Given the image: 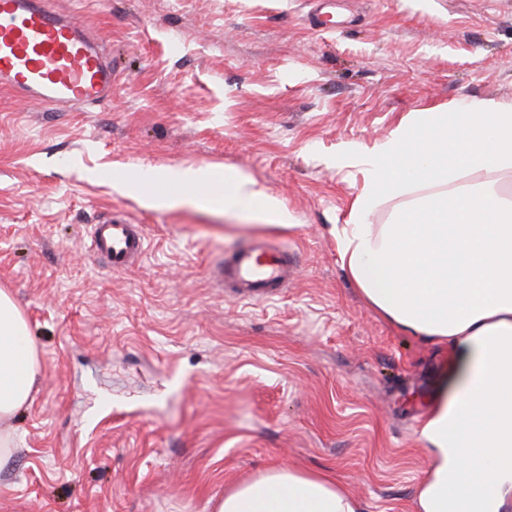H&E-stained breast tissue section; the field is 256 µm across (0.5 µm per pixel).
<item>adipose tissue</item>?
Instances as JSON below:
<instances>
[{
    "label": "adipose tissue",
    "mask_w": 512,
    "mask_h": 512,
    "mask_svg": "<svg viewBox=\"0 0 512 512\" xmlns=\"http://www.w3.org/2000/svg\"><path fill=\"white\" fill-rule=\"evenodd\" d=\"M342 166L361 167L364 189L346 223L333 227L341 266L364 303L398 330L446 346L430 415L419 439L431 456L418 488L421 512H460L486 498L484 512L512 503V198L496 178L512 172V106L493 102L461 112H416L384 141L345 150ZM475 175L459 182L458 173ZM172 206L187 188L211 210L242 211L273 227L290 216L249 177L207 167L151 172ZM387 224L370 223L382 204ZM40 365L28 323L0 290V462L15 444L10 424L30 397ZM214 512H361L328 472L275 467L242 481Z\"/></svg>",
    "instance_id": "ef3b65f1"
}]
</instances>
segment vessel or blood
Here are the masks:
<instances>
[{"label":"vessel or blood","mask_w":512,"mask_h":512,"mask_svg":"<svg viewBox=\"0 0 512 512\" xmlns=\"http://www.w3.org/2000/svg\"><path fill=\"white\" fill-rule=\"evenodd\" d=\"M112 62L87 27L53 9L50 0H0V87L60 111L102 105L113 94ZM92 251L112 269L133 267L146 251L142 225L110 219L94 225ZM287 246L265 239L226 255L225 296L270 300L296 276Z\"/></svg>","instance_id":"obj_1"}]
</instances>
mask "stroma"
I'll return each instance as SVG.
<instances>
[{
    "label": "stroma",
    "mask_w": 512,
    "mask_h": 512,
    "mask_svg": "<svg viewBox=\"0 0 512 512\" xmlns=\"http://www.w3.org/2000/svg\"><path fill=\"white\" fill-rule=\"evenodd\" d=\"M112 57L115 96L60 112L0 91V288L40 373L14 420L0 512H213L273 467L336 474L361 512H419L418 439L447 353L363 303L333 225L361 195L350 147L415 112L512 105V0H52ZM233 167L289 228L123 188L143 171ZM142 224L126 271L90 248ZM254 238L298 276L265 302L212 279ZM91 249L112 270L129 269L145 255L146 236L143 226L116 218L94 224Z\"/></svg>",
    "instance_id": "35a3bbf8"
}]
</instances>
